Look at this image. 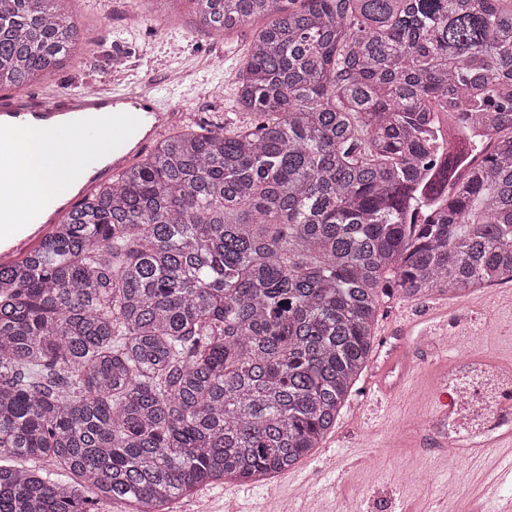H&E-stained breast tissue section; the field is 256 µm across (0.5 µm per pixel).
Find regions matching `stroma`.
I'll use <instances>...</instances> for the list:
<instances>
[{"label": "stroma", "instance_id": "35a3bbf8", "mask_svg": "<svg viewBox=\"0 0 512 512\" xmlns=\"http://www.w3.org/2000/svg\"><path fill=\"white\" fill-rule=\"evenodd\" d=\"M65 11L73 17L84 41L94 43V52L73 58L62 70L33 87L44 98L113 83L141 85L152 82L159 98L183 99L184 107L172 125L173 131L201 124L217 127L242 122L235 107V90L246 61L252 26H245L217 41L203 30L187 27L194 9L192 0H182L169 21L155 20L138 25L130 20L131 0H66ZM511 285L485 288L470 297L454 299L432 296L407 300L394 295L384 299L376 325V349L369 360L370 373L381 370L399 337L390 335L391 325L403 316L427 314L431 306L448 307L449 332H471L482 346L507 350L512 347ZM482 302L494 326L470 329L466 314L471 303ZM368 380L360 378L349 397L350 403L366 402L367 416L352 419L341 412L333 432L322 448L305 458L294 474H280L266 484L240 486L237 494L224 487H207L176 501L172 512H195L207 503L214 512H278L281 499H290L305 512H410L414 505L433 504L440 498L446 471L438 455L420 457L415 449L386 446L385 440L412 410L404 398L393 403L365 398ZM352 457L372 456L380 466L353 463L335 473L329 459L335 453ZM407 471L411 480H397Z\"/></svg>", "mask_w": 512, "mask_h": 512}]
</instances>
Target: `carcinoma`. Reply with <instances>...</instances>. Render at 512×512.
I'll return each mask as SVG.
<instances>
[{
    "label": "carcinoma",
    "mask_w": 512,
    "mask_h": 512,
    "mask_svg": "<svg viewBox=\"0 0 512 512\" xmlns=\"http://www.w3.org/2000/svg\"><path fill=\"white\" fill-rule=\"evenodd\" d=\"M45 2L0 0V90L81 50ZM191 2L211 35L263 21L252 121L157 141L0 266V512L267 483L322 447L383 296L512 282V0Z\"/></svg>",
    "instance_id": "cac0c4a2"
}]
</instances>
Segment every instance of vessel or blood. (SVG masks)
<instances>
[{
  "instance_id": "1",
  "label": "vessel or blood",
  "mask_w": 512,
  "mask_h": 512,
  "mask_svg": "<svg viewBox=\"0 0 512 512\" xmlns=\"http://www.w3.org/2000/svg\"><path fill=\"white\" fill-rule=\"evenodd\" d=\"M178 101H161L150 90L134 91L115 87L97 93L83 90L63 93L53 100L12 97L0 100V152L10 155L9 168H0V184L14 185L22 155L17 132L23 127L43 124L64 132L75 124L80 135L75 143L84 157L93 159L91 168L78 169L84 182L81 192L65 203L28 194L26 205L18 211L0 212V262L12 260L30 250L57 223L79 206L96 187L108 184L112 176L136 160L138 154L163 131L176 110ZM91 112H105L109 124L88 120ZM448 312L436 309L430 316L406 320L402 326V345L388 357L389 369L397 370L394 383H380L386 398L400 396L407 386H414L421 421L408 435H395L392 445L409 444L418 451L434 447L439 452L455 448L462 462L489 466L492 476L483 486L484 507L477 512H512V496L503 488L512 485V421L501 420L487 435L451 433L448 423L457 419L462 404L449 391L451 381L473 369H490L500 374L512 373V352H491L456 337L452 347H444L437 338L448 331ZM423 357L426 366L420 376H413L406 362Z\"/></svg>"
}]
</instances>
